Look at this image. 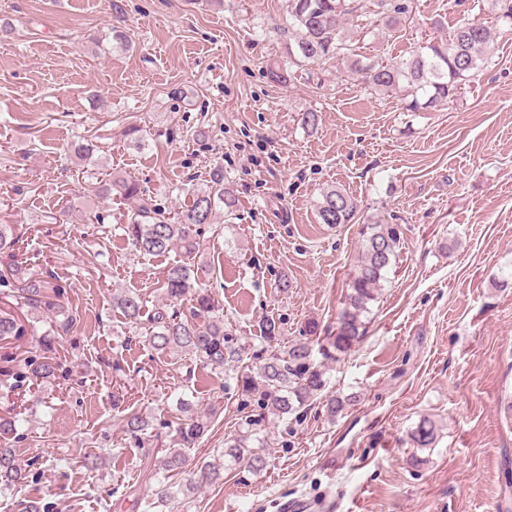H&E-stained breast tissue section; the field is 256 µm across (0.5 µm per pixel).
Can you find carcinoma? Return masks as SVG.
<instances>
[{
	"label": "carcinoma",
	"instance_id": "carcinoma-1",
	"mask_svg": "<svg viewBox=\"0 0 512 512\" xmlns=\"http://www.w3.org/2000/svg\"><path fill=\"white\" fill-rule=\"evenodd\" d=\"M385 29H393L407 20L408 0H373ZM364 8L355 0H288L296 37L288 46V56L296 64L352 60L351 69L364 75L372 91L388 93L406 88L411 100L406 111L436 109L456 96L465 82L474 78L488 59V49L495 36L493 27L471 19L456 26L446 38L417 47L406 58L373 61L355 59L354 49L344 36L346 16ZM97 192L110 199L118 196L139 201L130 224L123 227L130 244L144 255L164 256L176 251L179 260L171 264L160 282L164 299L175 303L184 297L193 301L189 313L156 311L148 316L153 324L148 343L158 355L184 352L192 355L203 368H223L241 362L240 338L224 326L219 302L198 285L195 271L200 251L201 225L212 224L220 207L233 212L236 202L224 187V170L215 168L207 184L193 191L192 199L174 211L166 210L144 198L133 180L106 179L98 182ZM357 209L356 199L346 190L330 186L316 203L320 224L335 227L349 223ZM397 228L392 224H374L350 284L347 305L339 315L336 335L331 345L338 352L347 351L362 337L361 316L374 300L375 292L391 265L397 245ZM20 235L12 224H0V251L18 249ZM0 282L10 288L11 297L22 315L0 309V341L17 339L27 332L26 324L34 318H50L69 330L77 322L76 312L64 298L56 278L42 273H14L12 279L0 274ZM112 308L131 324L142 321L144 305L139 293L131 290L112 293ZM62 366V355L50 345L23 360V370L12 374L16 384L38 387L51 379ZM241 395L256 401L270 415L286 418L297 414L325 386L322 365L316 362L307 341L275 347L265 362L255 369L240 367L234 377ZM211 412H201L184 404L168 423L167 440L160 444L162 454L149 460L150 470L143 494L162 504L171 496L198 490L222 478L224 466L243 464L258 472L266 467V457L250 447L251 435L244 431L224 443L222 458L200 461L189 467L188 451L195 447L210 425ZM125 431L137 443L154 431L150 417L132 412L122 417ZM22 419L0 417V438L17 437ZM435 426L421 420L412 440L419 448L429 447ZM27 472L12 448L0 445V487L21 490Z\"/></svg>",
	"mask_w": 512,
	"mask_h": 512
}]
</instances>
